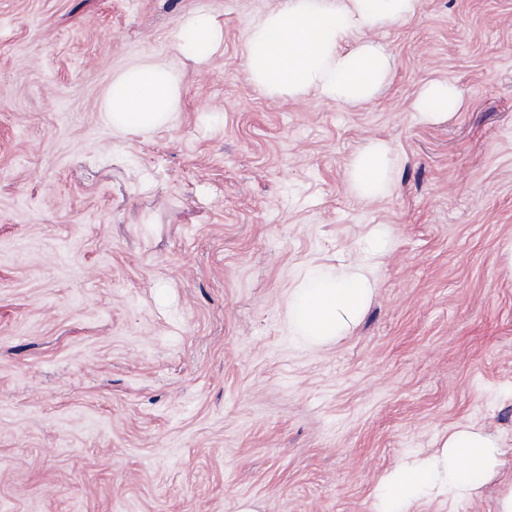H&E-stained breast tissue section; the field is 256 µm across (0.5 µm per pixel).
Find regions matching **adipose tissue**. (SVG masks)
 <instances>
[{
	"mask_svg": "<svg viewBox=\"0 0 512 512\" xmlns=\"http://www.w3.org/2000/svg\"><path fill=\"white\" fill-rule=\"evenodd\" d=\"M419 0H283L280 9L249 25L247 68L253 82L272 96L314 92L349 104L370 101L389 82L393 62L373 40L374 32L417 15ZM219 33L212 16L190 13L176 49L193 58L209 57ZM177 77L157 64L131 67L116 76L102 104L105 122L120 129H146L165 121L179 104ZM455 86L432 82L416 107L430 120L454 112ZM392 151L368 141L352 157L348 179L359 197L372 201L390 185ZM374 285L361 265L309 272L288 295V329L297 342L318 346L347 332L360 318ZM499 464L488 435L462 427L445 439L438 454L413 458L391 471L379 495V512H405L424 497L459 499L476 489V477Z\"/></svg>",
	"mask_w": 512,
	"mask_h": 512,
	"instance_id": "adipose-tissue-1",
	"label": "adipose tissue"
}]
</instances>
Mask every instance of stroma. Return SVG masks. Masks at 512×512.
I'll return each mask as SVG.
<instances>
[{
    "label": "stroma",
    "instance_id": "35a3bbf8",
    "mask_svg": "<svg viewBox=\"0 0 512 512\" xmlns=\"http://www.w3.org/2000/svg\"><path fill=\"white\" fill-rule=\"evenodd\" d=\"M280 0H0V512H377L379 486L470 425L512 487V0H421L374 33L390 83L360 105L271 97L248 24ZM222 30L197 62L185 16ZM180 80L166 122L106 124L126 69ZM461 93L422 122V86ZM397 158L367 201L348 164ZM370 302L316 348L288 334L309 270L363 257ZM391 172L390 146L382 140H370L353 155L348 179L356 195L372 201L387 192Z\"/></svg>",
    "mask_w": 512,
    "mask_h": 512
}]
</instances>
